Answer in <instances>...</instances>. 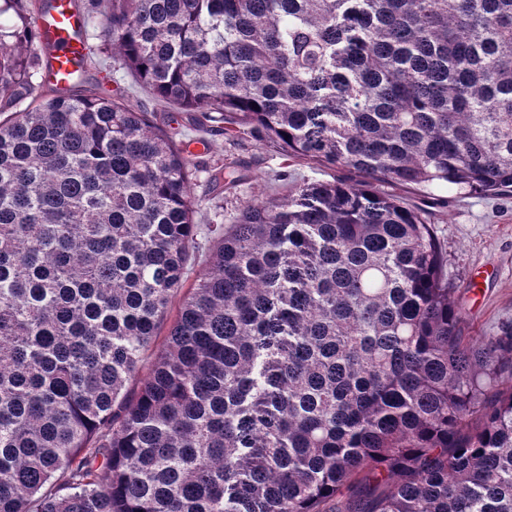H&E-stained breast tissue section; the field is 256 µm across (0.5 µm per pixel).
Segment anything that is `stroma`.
<instances>
[{"label": "stroma", "mask_w": 512, "mask_h": 512, "mask_svg": "<svg viewBox=\"0 0 512 512\" xmlns=\"http://www.w3.org/2000/svg\"><path fill=\"white\" fill-rule=\"evenodd\" d=\"M97 82L112 96L147 112L200 165L194 186L201 200L198 224L231 223L241 206L256 197H281L305 184L353 177L344 167L327 169L307 160L285 161L271 143L247 134L232 144L223 133L200 129L197 113L175 105H158L148 91L134 87L132 77L117 62L88 65L82 85ZM232 161L237 163L243 181L232 191H213L211 174ZM380 189L397 196L409 208L426 211L448 254L445 273L454 288L451 299L462 311L463 335L484 339L498 335L502 326L512 323V190L485 196L445 186L384 183Z\"/></svg>", "instance_id": "1"}]
</instances>
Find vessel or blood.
Segmentation results:
<instances>
[{
	"label": "vessel or blood",
	"mask_w": 512,
	"mask_h": 512,
	"mask_svg": "<svg viewBox=\"0 0 512 512\" xmlns=\"http://www.w3.org/2000/svg\"><path fill=\"white\" fill-rule=\"evenodd\" d=\"M49 13L38 15L36 26L52 49L46 74L57 88H66L84 54V20L71 0H53Z\"/></svg>",
	"instance_id": "1"
}]
</instances>
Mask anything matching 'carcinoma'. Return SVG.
Returning a JSON list of instances; mask_svg holds the SVG:
<instances>
[{
  "label": "carcinoma",
  "mask_w": 512,
  "mask_h": 512,
  "mask_svg": "<svg viewBox=\"0 0 512 512\" xmlns=\"http://www.w3.org/2000/svg\"><path fill=\"white\" fill-rule=\"evenodd\" d=\"M32 3L0 5V512H512V324L466 339L375 187H512V0H91L160 102L359 177L245 202L188 288L197 166L99 83L36 94Z\"/></svg>",
  "instance_id": "obj_1"
}]
</instances>
